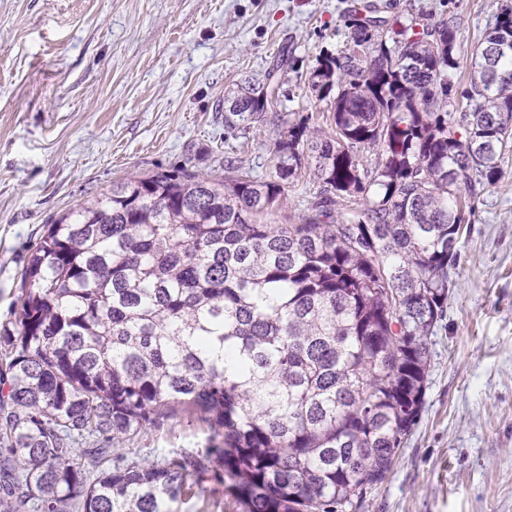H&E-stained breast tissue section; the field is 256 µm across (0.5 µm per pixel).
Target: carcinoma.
Returning a JSON list of instances; mask_svg holds the SVG:
<instances>
[{"label":"carcinoma","instance_id":"1","mask_svg":"<svg viewBox=\"0 0 512 512\" xmlns=\"http://www.w3.org/2000/svg\"><path fill=\"white\" fill-rule=\"evenodd\" d=\"M348 28L310 75L331 131L281 118L270 175H132L44 225L0 330V512H175L210 469L242 512H356L389 478L456 287L459 194L512 150V4L460 92L454 17L355 6ZM287 63L224 95L225 127L285 113ZM306 179L300 223H267ZM180 412L206 448L120 451Z\"/></svg>","mask_w":512,"mask_h":512}]
</instances>
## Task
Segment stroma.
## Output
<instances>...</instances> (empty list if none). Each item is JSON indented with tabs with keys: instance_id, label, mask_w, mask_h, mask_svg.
<instances>
[{
	"instance_id": "stroma-1",
	"label": "stroma",
	"mask_w": 512,
	"mask_h": 512,
	"mask_svg": "<svg viewBox=\"0 0 512 512\" xmlns=\"http://www.w3.org/2000/svg\"><path fill=\"white\" fill-rule=\"evenodd\" d=\"M388 13L454 15L469 60L502 0H376ZM355 0H0V326L44 224L132 175L230 156L273 168L279 120L224 130V95L278 58L289 111L329 128L308 77L342 49ZM457 285L431 338L425 405L389 480L360 512H512V151L469 197ZM185 413L131 445L142 456L204 447Z\"/></svg>"
}]
</instances>
